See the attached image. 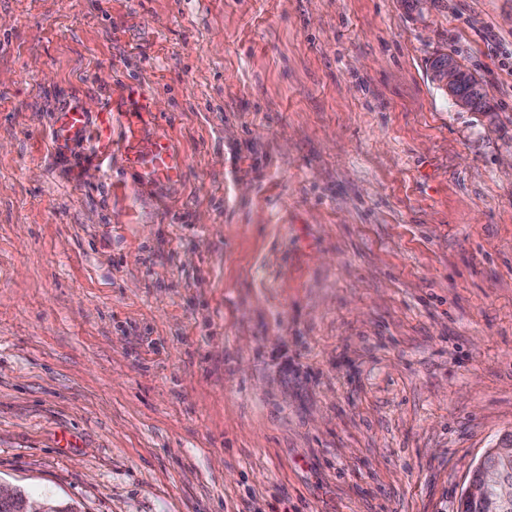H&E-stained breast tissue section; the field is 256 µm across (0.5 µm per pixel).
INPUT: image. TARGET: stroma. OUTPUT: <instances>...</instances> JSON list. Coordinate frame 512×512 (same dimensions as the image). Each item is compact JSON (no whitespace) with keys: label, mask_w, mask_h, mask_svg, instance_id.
I'll return each mask as SVG.
<instances>
[{"label":"stroma","mask_w":512,"mask_h":512,"mask_svg":"<svg viewBox=\"0 0 512 512\" xmlns=\"http://www.w3.org/2000/svg\"><path fill=\"white\" fill-rule=\"evenodd\" d=\"M510 431L512 0H0L1 485L458 512ZM447 58L448 64L437 73L435 83L448 94V98L457 107L469 109L479 96L486 93V90L477 79L463 70L454 58L448 57V54L435 57L430 67L434 68L437 63ZM464 85L469 86V96L464 95L461 90ZM61 113L62 123L57 131L58 144H69L74 140L83 139L88 132L84 113L80 112L78 108ZM125 153L130 168L144 175L172 177L179 174L182 167L163 139L128 144Z\"/></svg>","instance_id":"obj_1"}]
</instances>
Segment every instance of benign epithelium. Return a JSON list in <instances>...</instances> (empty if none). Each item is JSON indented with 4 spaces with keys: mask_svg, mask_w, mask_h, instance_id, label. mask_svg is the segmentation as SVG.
<instances>
[{
    "mask_svg": "<svg viewBox=\"0 0 512 512\" xmlns=\"http://www.w3.org/2000/svg\"><path fill=\"white\" fill-rule=\"evenodd\" d=\"M435 83L459 108L469 109L485 94L484 86L450 57ZM462 507L472 512H512V432L503 435L474 467L461 493Z\"/></svg>",
    "mask_w": 512,
    "mask_h": 512,
    "instance_id": "1",
    "label": "benign epithelium"
}]
</instances>
